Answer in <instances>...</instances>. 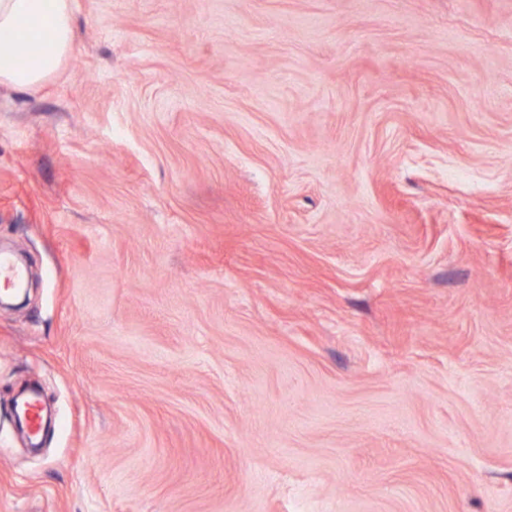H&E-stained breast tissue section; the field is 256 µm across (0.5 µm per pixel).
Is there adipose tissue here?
Returning <instances> with one entry per match:
<instances>
[{
    "label": "adipose tissue",
    "instance_id": "ef3b65f1",
    "mask_svg": "<svg viewBox=\"0 0 512 512\" xmlns=\"http://www.w3.org/2000/svg\"><path fill=\"white\" fill-rule=\"evenodd\" d=\"M40 19L31 27L32 19ZM72 0H0V46L24 40V59L0 53V84L32 89L56 75L74 48Z\"/></svg>",
    "mask_w": 512,
    "mask_h": 512
}]
</instances>
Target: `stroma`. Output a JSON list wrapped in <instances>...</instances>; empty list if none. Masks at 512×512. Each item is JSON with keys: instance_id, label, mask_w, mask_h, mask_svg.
I'll return each instance as SVG.
<instances>
[{"instance_id": "1", "label": "stroma", "mask_w": 512, "mask_h": 512, "mask_svg": "<svg viewBox=\"0 0 512 512\" xmlns=\"http://www.w3.org/2000/svg\"><path fill=\"white\" fill-rule=\"evenodd\" d=\"M73 9L0 85V512H512V0Z\"/></svg>"}]
</instances>
